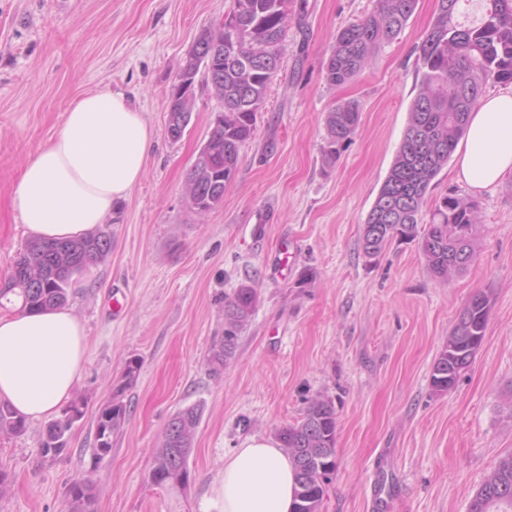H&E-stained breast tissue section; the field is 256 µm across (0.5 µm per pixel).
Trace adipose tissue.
I'll return each mask as SVG.
<instances>
[{
	"label": "adipose tissue",
	"instance_id": "adipose-tissue-1",
	"mask_svg": "<svg viewBox=\"0 0 512 512\" xmlns=\"http://www.w3.org/2000/svg\"><path fill=\"white\" fill-rule=\"evenodd\" d=\"M155 131L125 93L76 100L60 130L25 164L14 198L37 238L81 236L105 223L143 175ZM458 177L481 191L512 174V89L485 97L457 147ZM85 331L69 310L0 316V400L28 419L53 415L75 387ZM294 464L277 439L252 437L225 455L205 512H292Z\"/></svg>",
	"mask_w": 512,
	"mask_h": 512
}]
</instances>
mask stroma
<instances>
[{
  "label": "stroma",
  "mask_w": 512,
  "mask_h": 512,
  "mask_svg": "<svg viewBox=\"0 0 512 512\" xmlns=\"http://www.w3.org/2000/svg\"><path fill=\"white\" fill-rule=\"evenodd\" d=\"M306 4L223 204L200 215L183 186L220 103L197 81L191 121L174 141L167 98L189 48L231 0H0V282L29 239L12 204L22 169L77 98L124 92L156 131L140 182L105 224L111 253L69 290L86 333L74 388L84 416L54 457L42 453L46 420L0 434V470L11 478L0 512H70L80 478L94 486L93 512H205L225 454L276 436L314 398L332 400L337 417L338 466L322 512H378L380 499L386 512H466L512 453V175L476 194L452 158L433 181L430 198L477 204L467 272L438 280L414 241H394L374 260L360 247L408 124L436 0H418L398 37L340 87L324 76L336 32L376 0ZM339 100L357 103L360 123L329 165L325 116ZM305 270L313 278L303 285ZM244 283L259 300L216 374L224 301ZM477 293L490 299L484 342L455 387L435 392L433 363ZM132 361L139 372L129 383ZM118 386L126 421L100 457L96 415ZM194 404L203 413L187 489L152 485L161 434Z\"/></svg>",
  "instance_id": "1"
}]
</instances>
